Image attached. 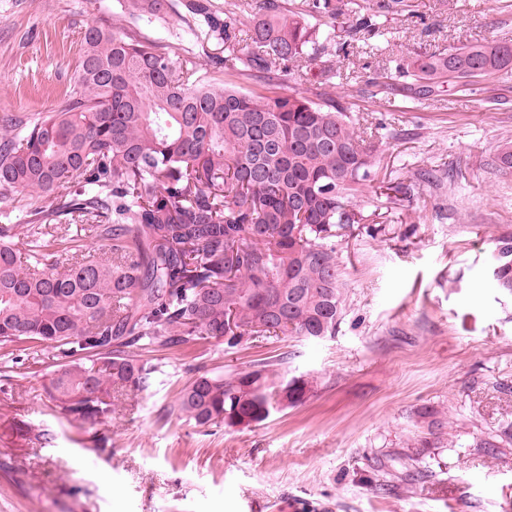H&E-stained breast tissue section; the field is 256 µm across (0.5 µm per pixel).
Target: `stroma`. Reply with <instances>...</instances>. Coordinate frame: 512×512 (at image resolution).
Wrapping results in <instances>:
<instances>
[{
    "label": "stroma",
    "instance_id": "1",
    "mask_svg": "<svg viewBox=\"0 0 512 512\" xmlns=\"http://www.w3.org/2000/svg\"><path fill=\"white\" fill-rule=\"evenodd\" d=\"M350 60L289 66L281 92L325 82L376 146L336 240L345 310L334 336L208 339L142 350L151 386L113 390L111 421L59 419L44 384L50 352L0 349V512H512V296L492 284L512 235V81L473 80L416 97L355 93L399 56L481 40L512 42V0H406ZM182 54L193 20L130 29L118 0H0V116L61 109L86 24ZM275 363L309 378L302 405L251 427L199 428L173 407L201 374ZM446 420L430 435L423 408ZM54 432L41 444L22 424ZM495 439L492 448L482 447Z\"/></svg>",
    "mask_w": 512,
    "mask_h": 512
}]
</instances>
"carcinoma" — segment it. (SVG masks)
Instances as JSON below:
<instances>
[{
  "label": "carcinoma",
  "instance_id": "obj_1",
  "mask_svg": "<svg viewBox=\"0 0 512 512\" xmlns=\"http://www.w3.org/2000/svg\"><path fill=\"white\" fill-rule=\"evenodd\" d=\"M184 7L224 36L212 83L178 58L98 25L86 27L71 103L45 116L0 118V346L55 352L46 393L66 421L112 418L115 387L144 388L157 367L128 353L148 345L249 336L321 340L336 333L345 298L336 237L363 220L356 199L375 146L324 83L258 93L314 53L349 55L380 33L404 0H205ZM137 27L172 0H122ZM242 41L252 45L236 55ZM512 71V43L476 41L383 68L359 88L376 98L403 80L426 96ZM27 203L19 205V199ZM102 242L94 258L64 246L71 226ZM492 280L512 295V236L500 238ZM235 330H224V317ZM271 365L202 374L177 409L196 426L258 424L304 402Z\"/></svg>",
  "mask_w": 512,
  "mask_h": 512
}]
</instances>
